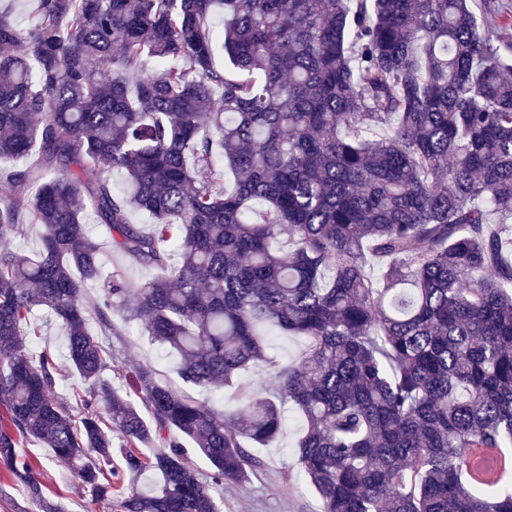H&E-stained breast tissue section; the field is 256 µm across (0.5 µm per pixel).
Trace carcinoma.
Returning a JSON list of instances; mask_svg holds the SVG:
<instances>
[{"label": "carcinoma", "mask_w": 512, "mask_h": 512, "mask_svg": "<svg viewBox=\"0 0 512 512\" xmlns=\"http://www.w3.org/2000/svg\"><path fill=\"white\" fill-rule=\"evenodd\" d=\"M31 2L26 28L0 3V161L25 160L0 169V471L65 512L17 452L36 440L119 512H221L213 488L262 466L291 405L323 512H512V5ZM88 210L156 275L108 270ZM30 222L35 259L12 246ZM116 313L203 392L269 361L262 325L308 349L227 415L150 364L115 386Z\"/></svg>", "instance_id": "carcinoma-1"}]
</instances>
